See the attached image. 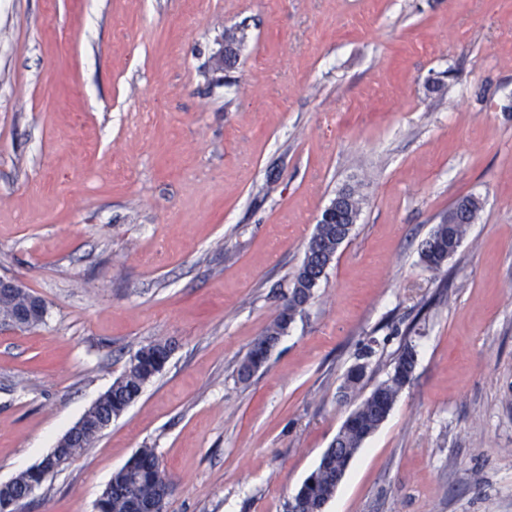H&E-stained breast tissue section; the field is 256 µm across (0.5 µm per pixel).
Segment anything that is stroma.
Masks as SVG:
<instances>
[{
	"label": "stroma",
	"instance_id": "stroma-1",
	"mask_svg": "<svg viewBox=\"0 0 512 512\" xmlns=\"http://www.w3.org/2000/svg\"><path fill=\"white\" fill-rule=\"evenodd\" d=\"M246 38L204 74L225 27ZM362 211L249 384L321 210ZM482 203L427 270L448 207ZM0 484L36 465L135 350L176 349L21 512H97L139 448L166 512H287L404 344L412 377L324 512H512V0H0ZM461 202L464 210L462 222L466 224H455L452 207H450L421 244L420 259L431 271H440L448 259L456 253L470 224H473L481 209V203L475 197L466 196L461 199ZM15 279L0 277V291L16 288L12 293L0 296V319H19L20 329L35 327L44 322L47 314L46 303L29 288H18ZM374 351L370 347H366L361 354H359L358 360H363L362 362H358L353 365L348 371L343 389L345 394H354L357 390H359L367 372L368 362L366 360L372 357Z\"/></svg>",
	"mask_w": 512,
	"mask_h": 512
}]
</instances>
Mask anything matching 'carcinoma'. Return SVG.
<instances>
[{"instance_id":"1","label":"carcinoma","mask_w":512,"mask_h":512,"mask_svg":"<svg viewBox=\"0 0 512 512\" xmlns=\"http://www.w3.org/2000/svg\"><path fill=\"white\" fill-rule=\"evenodd\" d=\"M245 39L244 30L238 26L224 28V51L212 57L207 71L217 73L228 67V59L237 55ZM364 198L359 187L346 185L340 188L320 214L307 241L304 257L296 269L292 286L284 297L275 318L256 337L240 361L237 373L242 383L250 380L266 362L270 349L280 336L287 333L297 315L314 297L326 270L334 260L338 249L350 237L360 215ZM464 223H455L452 212L444 214L429 236L422 242L420 259L427 269L439 271L453 256L465 237L469 225L474 222L481 203L472 196L461 199ZM46 303L28 288H17L0 296V319L21 321L19 328L27 329L44 322ZM173 352L167 340H155L136 349L125 371L99 396V405L89 407L82 415L89 429L99 426L101 414L112 412L117 417L141 394L143 387L159 374ZM373 350L365 348L359 354L360 362L348 371L343 389L353 394L359 390L367 372L368 359ZM416 362L412 346L405 344L394 359L392 372L380 382L347 416L336 434L335 450L319 465L315 482L308 487L301 503L300 512H313L320 502L332 499L336 494V474L347 470L350 462L364 442L380 427L392 410L400 392L409 382ZM165 475L160 458L154 448H140L115 474L97 502L98 512H134L142 504L158 500V484ZM33 481L32 471L19 473L8 484L0 486V502L6 497L21 493Z\"/></svg>"}]
</instances>
